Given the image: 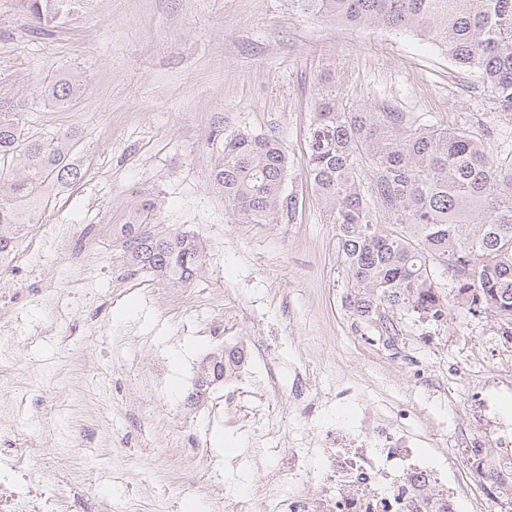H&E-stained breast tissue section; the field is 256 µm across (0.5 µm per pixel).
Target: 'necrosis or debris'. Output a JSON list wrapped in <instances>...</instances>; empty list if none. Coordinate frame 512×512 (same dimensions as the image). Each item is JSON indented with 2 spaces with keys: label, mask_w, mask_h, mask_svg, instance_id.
Masks as SVG:
<instances>
[{
  "label": "necrosis or debris",
  "mask_w": 512,
  "mask_h": 512,
  "mask_svg": "<svg viewBox=\"0 0 512 512\" xmlns=\"http://www.w3.org/2000/svg\"><path fill=\"white\" fill-rule=\"evenodd\" d=\"M222 347L224 402L258 431L255 453L263 455L264 432L273 424L268 402L281 390L275 363L250 339L228 336ZM511 427L512 421L487 418L480 434L457 432L471 474L492 473L501 499L512 497V440L501 435ZM423 429L416 413L398 410L387 419L379 408H363L350 425L318 433L311 447L288 448L281 484L244 500L214 499L211 512H465L466 494L447 457L420 450ZM315 468V491L287 492V484ZM82 497L70 473L34 447L0 449V512H73Z\"/></svg>",
  "instance_id": "obj_1"
}]
</instances>
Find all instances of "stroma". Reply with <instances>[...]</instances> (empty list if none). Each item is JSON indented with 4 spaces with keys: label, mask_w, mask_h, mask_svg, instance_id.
Returning <instances> with one entry per match:
<instances>
[{
    "label": "stroma",
    "mask_w": 512,
    "mask_h": 512,
    "mask_svg": "<svg viewBox=\"0 0 512 512\" xmlns=\"http://www.w3.org/2000/svg\"><path fill=\"white\" fill-rule=\"evenodd\" d=\"M342 79L345 99L377 112H405L421 124L464 127L490 151H512V115L501 112L475 73L462 72L435 44L405 32L356 29L307 12L301 0H75L56 26L31 31L16 0H0V99L25 98L27 134L77 136L83 178L55 187L20 237L21 268L0 275V305L12 302L18 338L15 376L24 399L0 417V448L36 443L40 454L78 471L85 491L111 501L112 512H188L214 496L259 494L278 481L281 460L246 456L249 433L234 409L211 421L212 383L196 409L178 398L215 349L214 332L261 335L282 366L309 369L326 392L353 388L362 404L343 401L298 415L289 395L270 408L282 439L305 443L327 425L352 422L361 406L406 403L442 435L457 471L465 451L455 430L479 431L483 406L512 416V374L498 364L497 327L452 312L447 322H404L399 359L358 326L347 306L352 291L338 255L336 230L305 179L307 133L318 82ZM79 73L83 95L72 105L46 101L45 85ZM276 134L288 158L286 188L297 199L278 224H244L211 187L219 146L212 133ZM153 199L154 223L199 238L207 252L203 278L171 288L147 273L129 282L108 224ZM98 244L87 265L51 250L33 252L36 237L70 228ZM60 299L46 307L45 290ZM165 362L159 390L142 366ZM422 362L441 384L415 381ZM150 404L155 424L142 419ZM201 449L195 466L155 459L157 435ZM77 438L79 452L58 454ZM220 469V487L203 474Z\"/></svg>",
    "instance_id": "stroma-1"
}]
</instances>
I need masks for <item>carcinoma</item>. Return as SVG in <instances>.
<instances>
[{"instance_id": "1", "label": "carcinoma", "mask_w": 512, "mask_h": 512, "mask_svg": "<svg viewBox=\"0 0 512 512\" xmlns=\"http://www.w3.org/2000/svg\"><path fill=\"white\" fill-rule=\"evenodd\" d=\"M34 30L57 23L72 0H17ZM306 10L352 28L411 32L437 45L460 70L477 73L502 112H512V0H301ZM77 74L50 81L47 98L68 105L84 92ZM21 100H0V260L50 188L79 182L74 135L24 132ZM306 180L336 226L352 283L354 319L388 340L405 316L429 322L490 316L512 336V157L490 151L465 128L412 127L403 112H374L344 101L336 73L320 79L308 129ZM288 162L275 135L224 138L213 189L246 224H275L296 210L286 194ZM157 203L113 224L125 262L173 288L194 284L206 249L193 235L152 223ZM447 275L449 288L439 282ZM224 376V355L201 367L199 386Z\"/></svg>"}]
</instances>
